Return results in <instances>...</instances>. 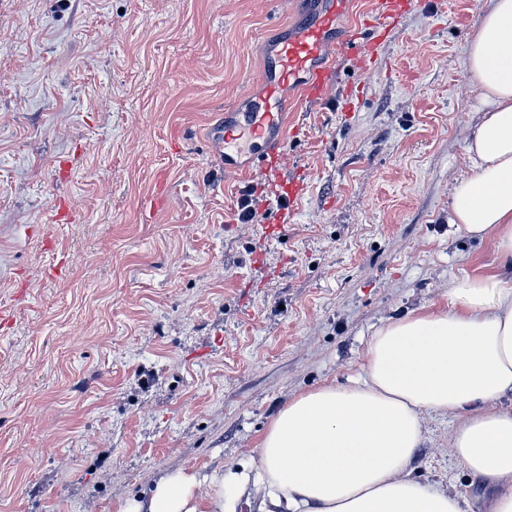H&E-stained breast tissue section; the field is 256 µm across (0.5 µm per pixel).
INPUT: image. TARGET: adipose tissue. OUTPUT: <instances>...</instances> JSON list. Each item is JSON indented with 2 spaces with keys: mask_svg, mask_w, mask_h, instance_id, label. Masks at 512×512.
Masks as SVG:
<instances>
[{
  "mask_svg": "<svg viewBox=\"0 0 512 512\" xmlns=\"http://www.w3.org/2000/svg\"><path fill=\"white\" fill-rule=\"evenodd\" d=\"M468 76L483 118L466 144L472 174L453 189L449 221L493 238L512 261V0H494L469 41ZM447 310L379 328L364 382L325 386L288 402L259 446L260 512H465L463 498L403 476L426 411L455 413L453 454L494 489L490 512H512V277H465ZM182 469L131 494L120 512H235L223 475L199 493Z\"/></svg>",
  "mask_w": 512,
  "mask_h": 512,
  "instance_id": "1",
  "label": "adipose tissue"
}]
</instances>
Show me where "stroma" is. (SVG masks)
<instances>
[{
  "label": "stroma",
  "instance_id": "35a3bbf8",
  "mask_svg": "<svg viewBox=\"0 0 512 512\" xmlns=\"http://www.w3.org/2000/svg\"><path fill=\"white\" fill-rule=\"evenodd\" d=\"M492 5L425 0L367 73L338 59L329 98L293 102L306 187L273 241L265 192L238 222L248 182L206 134L257 80L275 0H0V512H119L174 469L243 472L289 401L363 381L378 327L498 271L448 222ZM456 422L423 413L410 476L488 512Z\"/></svg>",
  "mask_w": 512,
  "mask_h": 512
}]
</instances>
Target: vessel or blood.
Instances as JSON below:
<instances>
[{
	"label": "vessel or blood",
	"mask_w": 512,
	"mask_h": 512,
	"mask_svg": "<svg viewBox=\"0 0 512 512\" xmlns=\"http://www.w3.org/2000/svg\"><path fill=\"white\" fill-rule=\"evenodd\" d=\"M420 0H381L370 19L340 28L339 19L351 0H309L300 21L276 42L261 40L252 51L262 64L255 88L225 106L224 122L214 133L217 155L225 174L241 175L269 184L268 232L282 236L288 222L286 201L297 200L304 189L298 177L286 176L289 107L294 100L320 102L334 84L336 60L352 57L359 70L375 58L380 42L367 41L361 29L381 30Z\"/></svg>",
	"instance_id": "1"
}]
</instances>
